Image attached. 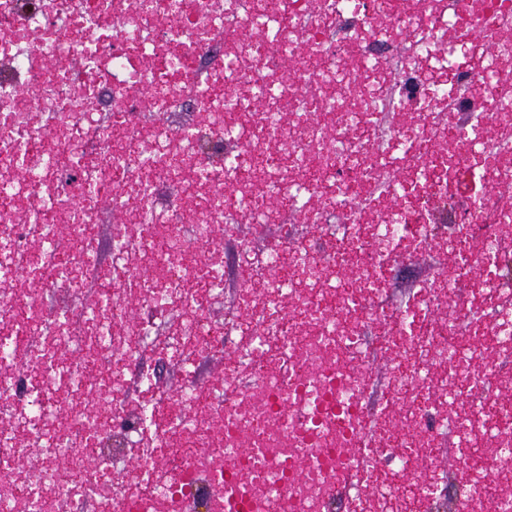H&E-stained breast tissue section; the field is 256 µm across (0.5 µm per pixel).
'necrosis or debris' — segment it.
<instances>
[{
    "label": "necrosis or debris",
    "instance_id": "necrosis-or-debris-1",
    "mask_svg": "<svg viewBox=\"0 0 512 512\" xmlns=\"http://www.w3.org/2000/svg\"><path fill=\"white\" fill-rule=\"evenodd\" d=\"M511 186L512 0H0V512H337L370 318L408 417L376 420L389 459L349 512H430L429 471H399L438 453L434 414L491 475L461 473L455 512H512V397L471 396L512 350ZM108 209L135 218L114 242L153 261L127 339L129 270L91 306L77 287ZM292 216L318 238L272 255L232 361L267 375L233 400L162 396L143 353L190 366L224 333V266L195 242ZM438 227L450 276L482 278L463 298L424 283L387 318L381 275ZM177 308L188 326L158 337ZM105 359L113 376L85 379ZM132 374L146 400L116 393ZM30 446L46 455L19 468Z\"/></svg>",
    "mask_w": 512,
    "mask_h": 512
}]
</instances>
